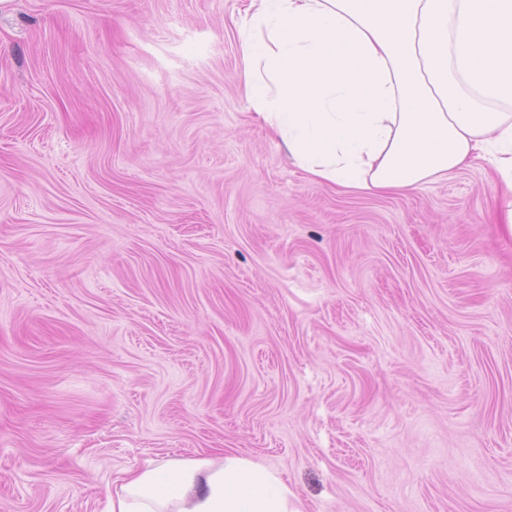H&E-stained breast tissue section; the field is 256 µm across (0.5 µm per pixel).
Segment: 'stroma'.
Here are the masks:
<instances>
[{
    "label": "stroma",
    "mask_w": 512,
    "mask_h": 512,
    "mask_svg": "<svg viewBox=\"0 0 512 512\" xmlns=\"http://www.w3.org/2000/svg\"><path fill=\"white\" fill-rule=\"evenodd\" d=\"M248 0H0V512L250 459L302 512H512V236L483 158L310 180Z\"/></svg>",
    "instance_id": "obj_1"
}]
</instances>
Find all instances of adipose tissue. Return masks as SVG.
Masks as SVG:
<instances>
[{
	"mask_svg": "<svg viewBox=\"0 0 512 512\" xmlns=\"http://www.w3.org/2000/svg\"><path fill=\"white\" fill-rule=\"evenodd\" d=\"M255 114L312 179L397 193L488 155L512 235V0H252L238 27ZM240 457L154 460L109 512H290Z\"/></svg>",
	"mask_w": 512,
	"mask_h": 512,
	"instance_id": "adipose-tissue-1",
	"label": "adipose tissue"
}]
</instances>
